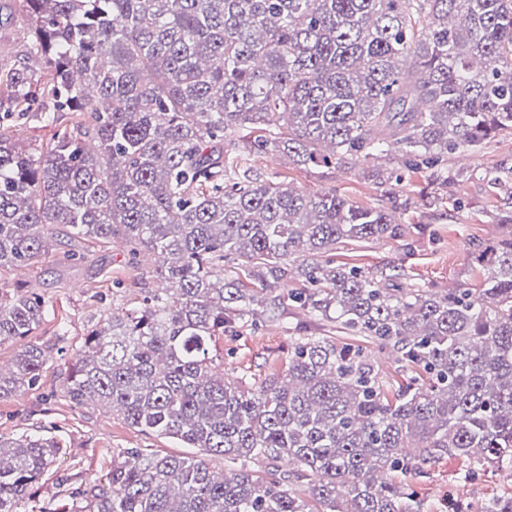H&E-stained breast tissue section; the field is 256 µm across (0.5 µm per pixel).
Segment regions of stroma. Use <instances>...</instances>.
I'll return each mask as SVG.
<instances>
[{"label": "stroma", "instance_id": "1", "mask_svg": "<svg viewBox=\"0 0 512 512\" xmlns=\"http://www.w3.org/2000/svg\"><path fill=\"white\" fill-rule=\"evenodd\" d=\"M29 22L16 0H0V65L9 66L25 48ZM251 164L260 177L274 175L291 181L303 191L334 189L359 206L383 203L384 192L371 176V168L394 167L392 153L378 155L373 164L356 158L339 164L304 167L285 163L271 154L253 156ZM512 166V138L501 137L476 150L449 154V169L476 170V177L447 187L425 171L404 173L392 184L396 194L410 197L408 211L397 213L401 236L341 245L337 260L352 262L374 272H399L403 282L430 288L480 287L474 277L471 240L492 243L500 232L493 216L499 206V190L482 180L484 169ZM153 261L142 253L130 263L121 242L106 250L86 249L83 258L68 257L57 249L23 269L0 273V287L20 288L45 300L48 312L34 330L32 342L56 344L73 354L88 333L111 311L138 301L148 283ZM319 336L345 341L334 324L315 325L307 311L290 307L275 318H263L254 326L225 333L216 346L225 372L260 377L283 374L288 354L298 337ZM66 365L53 358L38 383L0 401V433L10 436L45 434L64 444L66 455L59 469L48 471L27 503V512H53L67 496L66 474L93 482L103 477L113 457L130 448L160 454L193 456L181 443L157 438L130 427L120 416L92 406L79 407L63 397ZM505 470H474L463 457H444L404 478L413 491L420 512H485L496 498L512 497V482Z\"/></svg>", "mask_w": 512, "mask_h": 512}]
</instances>
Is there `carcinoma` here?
I'll return each instance as SVG.
<instances>
[{
	"instance_id": "cac0c4a2",
	"label": "carcinoma",
	"mask_w": 512,
	"mask_h": 512,
	"mask_svg": "<svg viewBox=\"0 0 512 512\" xmlns=\"http://www.w3.org/2000/svg\"><path fill=\"white\" fill-rule=\"evenodd\" d=\"M19 6L30 39L0 67V103L39 113L50 138L35 153L0 130V272L53 240L70 257L119 237L131 263L152 253L159 286L91 331L63 393L201 451L130 448L56 512H419L391 474L446 455L512 466V167L483 174L506 196L501 235L473 248L482 287L442 291L328 258L401 233L397 201L359 207L250 166L261 153L318 166L393 151L408 171L440 174L448 153L512 137V0ZM296 276L302 287L276 293ZM290 302L392 347L425 379L392 392L366 347L315 336L281 376L216 372L217 339ZM46 312L1 288L0 342ZM53 353L23 345L0 366V400L33 386ZM65 454L54 437L0 434V512H23ZM206 455L241 467L216 473Z\"/></svg>"
}]
</instances>
